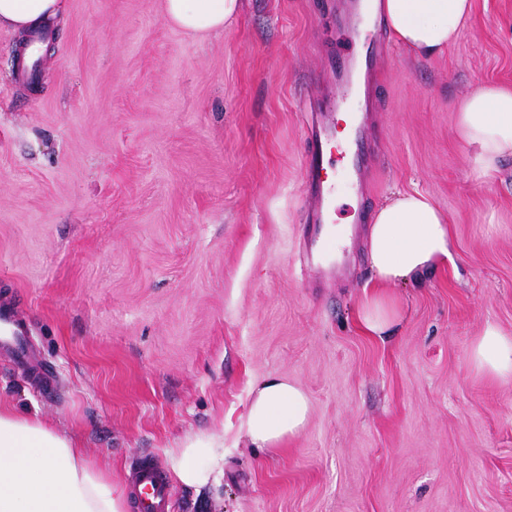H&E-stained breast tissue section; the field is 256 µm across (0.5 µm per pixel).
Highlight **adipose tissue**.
I'll return each instance as SVG.
<instances>
[{
    "label": "adipose tissue",
    "mask_w": 512,
    "mask_h": 512,
    "mask_svg": "<svg viewBox=\"0 0 512 512\" xmlns=\"http://www.w3.org/2000/svg\"><path fill=\"white\" fill-rule=\"evenodd\" d=\"M242 0H165V20L192 36L223 31L241 12ZM394 40L412 57L442 56L470 22L473 0H371ZM66 12V0H0V29L27 35L43 30ZM456 131L479 178L499 173L512 159V87L488 84L456 104ZM369 260L377 286L362 302L366 333L392 336L401 302L392 288L416 284L435 266L452 262L449 220L420 191H399L369 218ZM481 375L512 382V337L486 324L469 350ZM310 417L307 394L285 376H269L252 386L246 434L254 447L274 448L297 436ZM224 463L223 438L189 434L170 456L175 480L202 490L215 484ZM132 487L112 473V465L89 457L52 420L0 401V512H129Z\"/></svg>",
    "instance_id": "ef3b65f1"
}]
</instances>
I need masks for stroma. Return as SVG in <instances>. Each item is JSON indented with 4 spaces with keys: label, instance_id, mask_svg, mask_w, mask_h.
<instances>
[{
    "label": "stroma",
    "instance_id": "stroma-1",
    "mask_svg": "<svg viewBox=\"0 0 512 512\" xmlns=\"http://www.w3.org/2000/svg\"><path fill=\"white\" fill-rule=\"evenodd\" d=\"M164 0H67L35 81L0 31V397L59 421L126 481L159 472L167 512H512V382L476 374L486 323L512 336V160L476 178L455 104L512 86V0H474L442 57L342 35L336 0H243L224 32L169 25ZM354 70L370 137L363 187L330 169L349 245L315 287L304 178L316 111ZM397 190L447 215L454 261L396 286L386 339L357 311L376 277L368 217ZM307 393L305 429L252 447V385ZM224 439V475L174 481L168 452Z\"/></svg>",
    "mask_w": 512,
    "mask_h": 512
}]
</instances>
